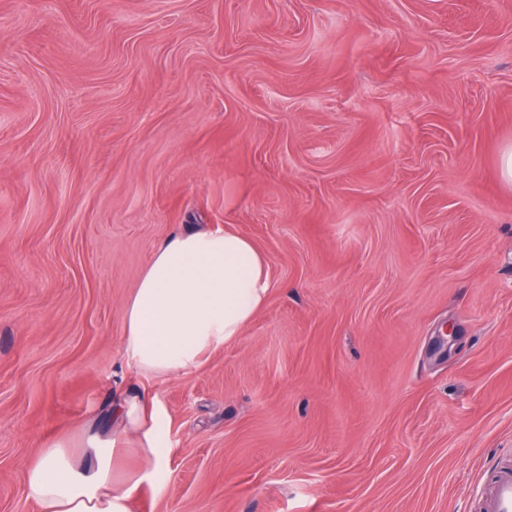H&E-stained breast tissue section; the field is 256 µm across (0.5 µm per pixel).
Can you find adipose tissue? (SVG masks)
<instances>
[{
    "mask_svg": "<svg viewBox=\"0 0 512 512\" xmlns=\"http://www.w3.org/2000/svg\"><path fill=\"white\" fill-rule=\"evenodd\" d=\"M273 284L264 253L229 231L181 232L157 245L124 310L122 356L145 376L168 379L198 370L266 305ZM135 436L141 467L113 462ZM82 454L61 436L21 469L27 497L42 512H131L143 486L163 489L169 467L167 415L131 393L115 401L106 426L87 431Z\"/></svg>",
    "mask_w": 512,
    "mask_h": 512,
    "instance_id": "adipose-tissue-1",
    "label": "adipose tissue"
}]
</instances>
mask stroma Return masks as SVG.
Here are the masks:
<instances>
[{
    "label": "stroma",
    "instance_id": "35a3bbf8",
    "mask_svg": "<svg viewBox=\"0 0 512 512\" xmlns=\"http://www.w3.org/2000/svg\"><path fill=\"white\" fill-rule=\"evenodd\" d=\"M512 0H0V512L138 391L132 512H471L512 456ZM229 230L266 306L120 358L155 245Z\"/></svg>",
    "mask_w": 512,
    "mask_h": 512
}]
</instances>
